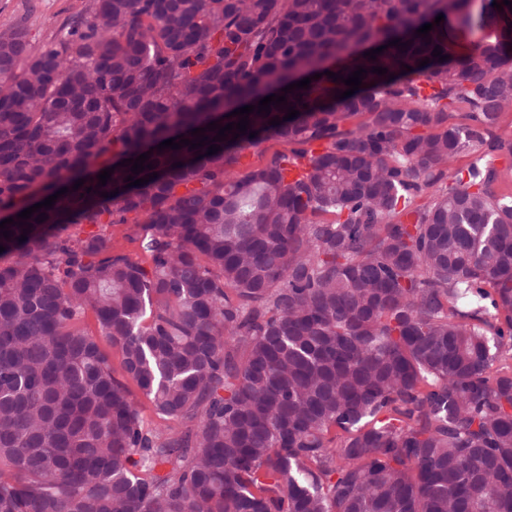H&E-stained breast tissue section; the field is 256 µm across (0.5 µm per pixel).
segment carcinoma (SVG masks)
<instances>
[{"mask_svg": "<svg viewBox=\"0 0 512 512\" xmlns=\"http://www.w3.org/2000/svg\"><path fill=\"white\" fill-rule=\"evenodd\" d=\"M272 84L217 153L157 150ZM510 111L503 0H89L44 48L0 32V512H512ZM288 149H290V146L274 140L263 142L256 147H251L243 152L244 157L242 158L240 170L244 171L248 167L260 164L264 155L267 153L273 151H287ZM134 224L125 226H112V247L114 251L125 253L135 260L144 261L145 257L140 252L138 245L126 237V227H133Z\"/></svg>", "mask_w": 512, "mask_h": 512, "instance_id": "cac0c4a2", "label": "carcinoma"}]
</instances>
